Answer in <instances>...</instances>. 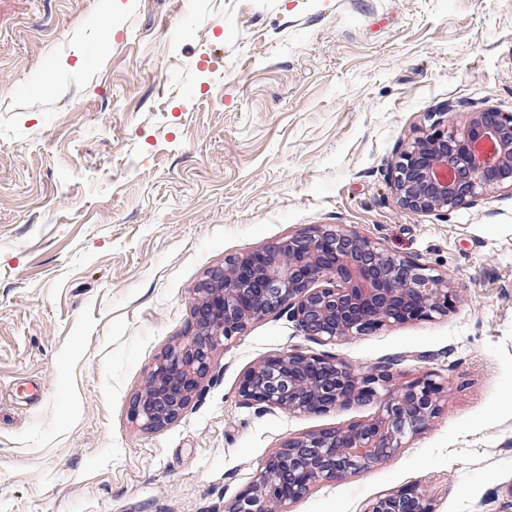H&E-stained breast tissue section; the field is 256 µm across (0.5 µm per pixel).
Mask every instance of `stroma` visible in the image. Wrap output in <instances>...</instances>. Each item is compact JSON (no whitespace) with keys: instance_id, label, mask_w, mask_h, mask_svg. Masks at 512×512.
I'll return each instance as SVG.
<instances>
[{"instance_id":"35a3bbf8","label":"stroma","mask_w":512,"mask_h":512,"mask_svg":"<svg viewBox=\"0 0 512 512\" xmlns=\"http://www.w3.org/2000/svg\"><path fill=\"white\" fill-rule=\"evenodd\" d=\"M512 113V0H0V512H224L286 438L366 422L249 404L286 350L424 376L440 409L372 469L288 512H512V194L403 209L394 163L433 113ZM316 225L447 275V315L336 345L271 314L219 345L181 417L132 420L192 290ZM366 512H429V508L414 490L400 488L372 501Z\"/></svg>"}]
</instances>
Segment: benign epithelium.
<instances>
[{
    "instance_id": "obj_1",
    "label": "benign epithelium",
    "mask_w": 512,
    "mask_h": 512,
    "mask_svg": "<svg viewBox=\"0 0 512 512\" xmlns=\"http://www.w3.org/2000/svg\"><path fill=\"white\" fill-rule=\"evenodd\" d=\"M405 209L453 212L494 189L512 194V113L480 108L459 128L413 141L391 180ZM453 289L437 270L388 252L354 231L315 226L262 250L231 256L193 288L192 331L168 349L131 406L143 430L159 431L188 407L225 340L284 311L320 345H334L381 326L445 315ZM387 373L362 375L334 355L283 351L247 371L239 395L288 413L317 414L363 398H380L378 418L345 429L289 437L262 461L251 487L225 512H268L322 481H341L394 455L438 411L442 383L425 377L386 388ZM366 512H429L412 489L370 503Z\"/></svg>"
}]
</instances>
